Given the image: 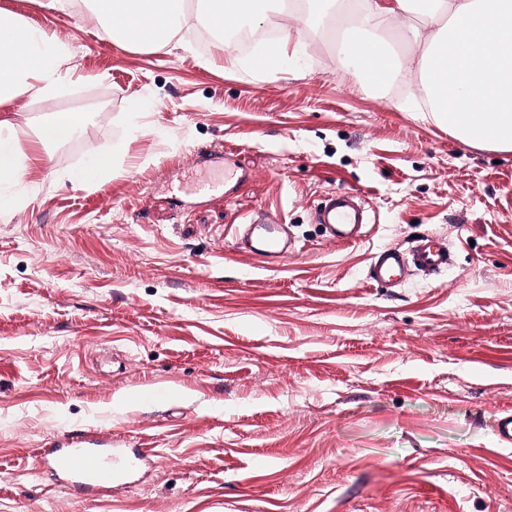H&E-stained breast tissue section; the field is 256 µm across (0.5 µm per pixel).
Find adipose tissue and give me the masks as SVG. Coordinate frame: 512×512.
Returning <instances> with one entry per match:
<instances>
[{
    "label": "adipose tissue",
    "instance_id": "obj_1",
    "mask_svg": "<svg viewBox=\"0 0 512 512\" xmlns=\"http://www.w3.org/2000/svg\"><path fill=\"white\" fill-rule=\"evenodd\" d=\"M104 38L144 48L175 42L185 0H81ZM300 17L290 0H204L213 25L268 22L290 39ZM345 58L365 62L371 83L394 72L396 59L373 32L399 28L420 49L435 119L463 142L512 151V0H355L339 14ZM70 62L67 45L49 28L0 12V103L57 86ZM12 118L0 114V183L24 175L27 158L10 137Z\"/></svg>",
    "mask_w": 512,
    "mask_h": 512
}]
</instances>
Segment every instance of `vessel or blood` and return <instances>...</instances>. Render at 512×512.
<instances>
[{
    "label": "vessel or blood",
    "mask_w": 512,
    "mask_h": 512,
    "mask_svg": "<svg viewBox=\"0 0 512 512\" xmlns=\"http://www.w3.org/2000/svg\"><path fill=\"white\" fill-rule=\"evenodd\" d=\"M318 223L327 225L333 236L343 240L353 238L356 230L368 220L365 207L357 202L352 191L339 189L322 197L316 211ZM255 243L252 253L277 262L286 250L281 243L282 226L277 217L261 215L253 220ZM410 265L437 272L448 265V246L443 239L433 237L403 253L394 247L380 248L373 256L367 276L371 282L385 284L396 281ZM122 451L115 448H55L44 456L43 470L48 476L68 473L82 483L112 486L121 478L118 465Z\"/></svg>",
    "instance_id": "b4317fda"
}]
</instances>
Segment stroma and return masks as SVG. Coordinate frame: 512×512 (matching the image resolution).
<instances>
[{
    "label": "stroma",
    "mask_w": 512,
    "mask_h": 512,
    "mask_svg": "<svg viewBox=\"0 0 512 512\" xmlns=\"http://www.w3.org/2000/svg\"><path fill=\"white\" fill-rule=\"evenodd\" d=\"M0 8L73 53L56 90L0 104L21 150L87 116L1 189L0 512H512V152L461 144L418 72L371 85L320 25L251 62L201 49L193 6L155 52L43 0ZM336 189L372 211L358 241L314 220ZM257 212L288 227L280 266L238 247ZM431 235L447 269L368 279ZM76 439L151 455L64 487L42 453ZM85 121L81 112H62L52 115L40 126L38 137L44 145H56L73 138Z\"/></svg>",
    "instance_id": "obj_1"
}]
</instances>
